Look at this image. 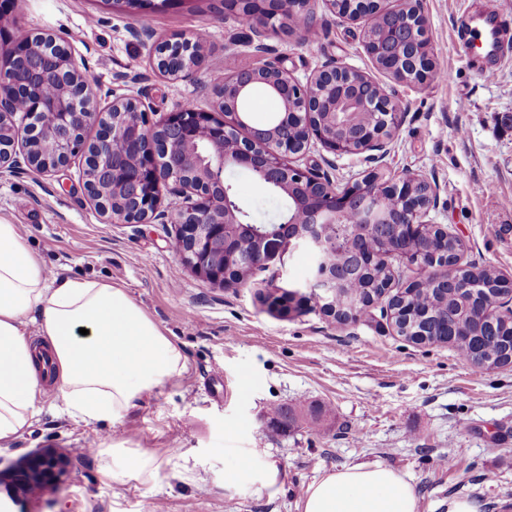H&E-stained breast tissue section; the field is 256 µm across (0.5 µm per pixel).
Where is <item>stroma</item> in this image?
<instances>
[{
  "instance_id": "obj_1",
  "label": "stroma",
  "mask_w": 512,
  "mask_h": 512,
  "mask_svg": "<svg viewBox=\"0 0 512 512\" xmlns=\"http://www.w3.org/2000/svg\"><path fill=\"white\" fill-rule=\"evenodd\" d=\"M479 0H423L444 83L377 79L405 109L383 165L427 177L440 190L434 222L463 243L462 261L512 277V48L492 60L466 55ZM314 43L281 33L268 45L289 73L305 79L326 61L372 72L361 25L317 0ZM147 21L158 36L197 34L206 68L226 72L254 64L225 55L246 23L225 19L214 0L194 10L149 15L102 0H15L0 30L21 26L67 39L81 70L97 76L96 104L135 87L150 119L190 101L211 106L203 80L173 81L129 34ZM491 65L493 76L480 73ZM83 156L51 173L27 164L0 171V219L15 224L46 269L126 288L187 359L181 377L133 401L114 422L87 425L46 412L13 447L0 448V470L31 452L56 450L68 465L56 490L14 495L0 484V512H301V497L326 472L367 463L411 483L416 512H448L466 498L476 512H512V364L487 369L461 360L449 344H415L380 310L365 321L336 323L320 309L284 316L263 301L275 282L306 293L313 258L292 249L256 271L248 286L218 288L181 269L171 224H115L94 207L84 185ZM236 192L255 223L269 222L281 198L263 193L245 170ZM326 407L323 427L298 421L275 431L277 408ZM124 442L155 454L153 479L103 480L110 447ZM270 462L276 490L244 471L224 483L225 459Z\"/></svg>"
}]
</instances>
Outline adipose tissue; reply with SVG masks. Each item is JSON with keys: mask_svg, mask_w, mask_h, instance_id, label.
<instances>
[{"mask_svg": "<svg viewBox=\"0 0 512 512\" xmlns=\"http://www.w3.org/2000/svg\"><path fill=\"white\" fill-rule=\"evenodd\" d=\"M182 350L124 288L48 275L16 225L0 219V447L43 410L53 374L67 411L87 422L116 420L137 397L186 369ZM159 468L146 450L112 446L106 480L149 481ZM302 512H415L409 481L379 465L325 473L307 486Z\"/></svg>", "mask_w": 512, "mask_h": 512, "instance_id": "adipose-tissue-1", "label": "adipose tissue"}]
</instances>
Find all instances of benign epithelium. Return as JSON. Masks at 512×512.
<instances>
[{
	"label": "benign epithelium",
	"instance_id": "7a95c632",
	"mask_svg": "<svg viewBox=\"0 0 512 512\" xmlns=\"http://www.w3.org/2000/svg\"><path fill=\"white\" fill-rule=\"evenodd\" d=\"M322 0L327 10L341 18L363 22L362 42L373 63L399 81L423 84L434 79L429 21L421 0ZM224 17L240 19L248 7L249 33L245 44L262 57L256 66L209 80L212 108L203 110L183 103L157 120L148 119L141 93L112 99L105 111L93 101L94 84L79 70L66 43L55 36L43 41L55 56L31 51L21 39L11 42L8 62L0 65V169L17 162V155L40 173L55 172L80 153L85 159V187L94 206L114 224H173L177 227L174 250L182 267L219 288L246 284L251 270L267 267L285 248L312 250L316 259L310 296L284 295L267 284L265 300L274 310L290 316L308 307L309 297L321 299L322 311L335 316L334 272L322 260L329 251L347 243L346 225L377 229L399 224L409 237L434 226L430 217L439 205L436 185L409 173L395 175L378 168L338 189L318 170L301 167L295 160L314 145L333 156L367 154L379 163L387 155L404 117L396 97L371 76L334 61L324 63L301 81L289 74L276 57H269L265 40L274 32L291 33L314 41L311 0H236ZM384 15L388 26L373 33L372 21ZM131 35L152 53L156 69L171 80H186L206 65V45L198 38H161L144 23ZM263 87L275 96L280 110L263 124L250 120L246 103L252 91ZM35 105L17 121L21 93ZM371 111L377 125H363L356 116ZM99 131L92 141L86 131ZM244 167L256 184L274 190L288 202L284 216L273 224H253V254L238 242L247 211L231 199L224 179L228 168ZM174 199L171 210L162 209V191ZM394 195L396 212L376 207L385 194ZM397 258L424 268L448 266V255L420 254L404 249ZM400 305L386 308L393 326L423 320L418 336H435L426 316L407 303L411 294L399 290ZM498 299L510 306L499 312L483 306L479 321L488 314L512 317V278H504ZM66 458L52 451L24 458L11 475L20 492L57 484L65 472Z\"/></svg>",
	"mask_w": 512,
	"mask_h": 512
}]
</instances>
